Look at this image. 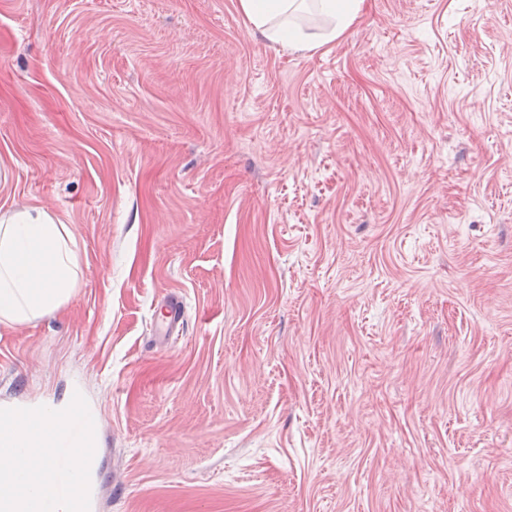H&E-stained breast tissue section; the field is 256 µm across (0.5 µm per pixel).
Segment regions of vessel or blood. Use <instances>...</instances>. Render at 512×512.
<instances>
[{
  "instance_id": "1",
  "label": "vessel or blood",
  "mask_w": 512,
  "mask_h": 512,
  "mask_svg": "<svg viewBox=\"0 0 512 512\" xmlns=\"http://www.w3.org/2000/svg\"><path fill=\"white\" fill-rule=\"evenodd\" d=\"M184 324V305L182 298L174 293L167 294L155 307L152 319L154 345H163L166 338L174 334ZM69 427L67 442L51 447L54 468L50 479L54 487L64 492L74 503L72 512H99L101 499L96 481L76 488L68 482L69 466L74 453H81L88 460H97L99 456L98 431L88 426L82 413H70L66 419Z\"/></svg>"
}]
</instances>
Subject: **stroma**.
Returning a JSON list of instances; mask_svg holds the SVG:
<instances>
[{"label": "stroma", "instance_id": "1", "mask_svg": "<svg viewBox=\"0 0 512 512\" xmlns=\"http://www.w3.org/2000/svg\"><path fill=\"white\" fill-rule=\"evenodd\" d=\"M30 207L79 283L0 324V403L82 396L101 512H512V0L294 53L238 0H0ZM184 324V305L182 298L175 294H167L155 306L152 319L154 336L151 342L155 346L164 344L166 338L174 334Z\"/></svg>", "mask_w": 512, "mask_h": 512}]
</instances>
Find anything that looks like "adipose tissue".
<instances>
[{"mask_svg":"<svg viewBox=\"0 0 512 512\" xmlns=\"http://www.w3.org/2000/svg\"><path fill=\"white\" fill-rule=\"evenodd\" d=\"M364 0H238L251 29L284 50H318L341 38L359 17ZM320 17L317 25L303 24ZM79 257L67 225L31 208L0 219V323L21 325L61 308L77 286ZM61 413L0 432V493L23 495L27 512H70L52 490L49 439L65 438Z\"/></svg>","mask_w":512,"mask_h":512,"instance_id":"obj_1","label":"adipose tissue"}]
</instances>
